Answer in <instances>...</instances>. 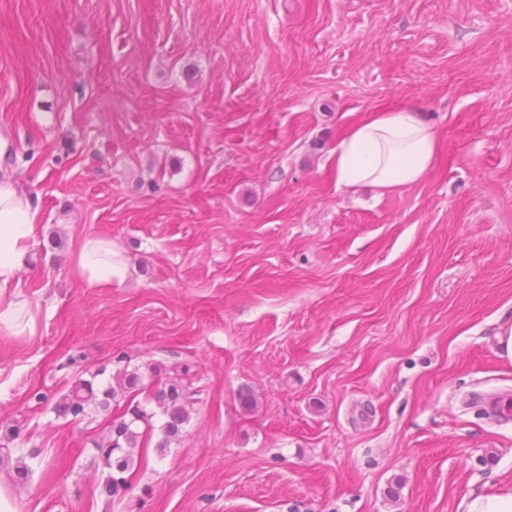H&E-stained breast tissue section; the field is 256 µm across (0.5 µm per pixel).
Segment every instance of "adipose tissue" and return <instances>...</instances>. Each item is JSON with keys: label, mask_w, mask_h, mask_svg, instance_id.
Masks as SVG:
<instances>
[{"label": "adipose tissue", "mask_w": 512, "mask_h": 512, "mask_svg": "<svg viewBox=\"0 0 512 512\" xmlns=\"http://www.w3.org/2000/svg\"><path fill=\"white\" fill-rule=\"evenodd\" d=\"M437 135L423 112L394 108L366 113L334 151L337 187H372L379 193L411 187L432 168ZM41 224L32 196L15 177L0 178V333L18 336L34 329L21 274L33 260ZM77 278L91 288L125 276V263L111 241L82 239L73 258Z\"/></svg>", "instance_id": "ef3b65f1"}]
</instances>
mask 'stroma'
Instances as JSON below:
<instances>
[{"label":"stroma","instance_id":"stroma-1","mask_svg":"<svg viewBox=\"0 0 512 512\" xmlns=\"http://www.w3.org/2000/svg\"><path fill=\"white\" fill-rule=\"evenodd\" d=\"M400 106L432 169L338 188L337 139ZM0 126L43 226L34 331L0 335L19 512H465L512 482V418L475 400L512 396V0H0ZM89 235L123 281L75 276ZM124 362L197 402L108 500L107 414L50 404Z\"/></svg>","mask_w":512,"mask_h":512}]
</instances>
